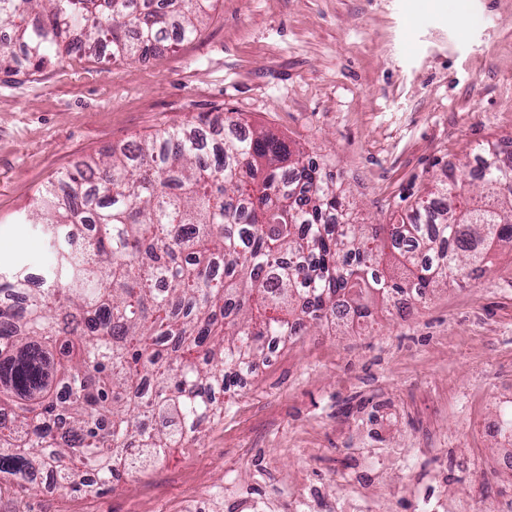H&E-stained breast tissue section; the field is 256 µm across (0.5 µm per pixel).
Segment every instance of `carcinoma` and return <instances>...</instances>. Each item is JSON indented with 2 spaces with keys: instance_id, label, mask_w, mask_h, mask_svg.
I'll use <instances>...</instances> for the list:
<instances>
[{
  "instance_id": "obj_1",
  "label": "carcinoma",
  "mask_w": 512,
  "mask_h": 512,
  "mask_svg": "<svg viewBox=\"0 0 512 512\" xmlns=\"http://www.w3.org/2000/svg\"><path fill=\"white\" fill-rule=\"evenodd\" d=\"M211 0H0V71L77 52L143 60L197 35ZM224 113V137L164 128L47 182L26 221L57 263L21 313L0 305V503L35 473L98 492L197 439L273 339L352 326L512 249V158L483 148L397 224H355L300 150Z\"/></svg>"
}]
</instances>
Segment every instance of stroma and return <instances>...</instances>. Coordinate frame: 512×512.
<instances>
[{"label": "stroma", "instance_id": "1", "mask_svg": "<svg viewBox=\"0 0 512 512\" xmlns=\"http://www.w3.org/2000/svg\"><path fill=\"white\" fill-rule=\"evenodd\" d=\"M228 111L323 168L355 223H397L512 143V0H212L150 60L0 72V268L52 265L24 219L49 180ZM375 319L283 343L197 444L31 512H512V435L482 430L512 411V251Z\"/></svg>", "mask_w": 512, "mask_h": 512}]
</instances>
